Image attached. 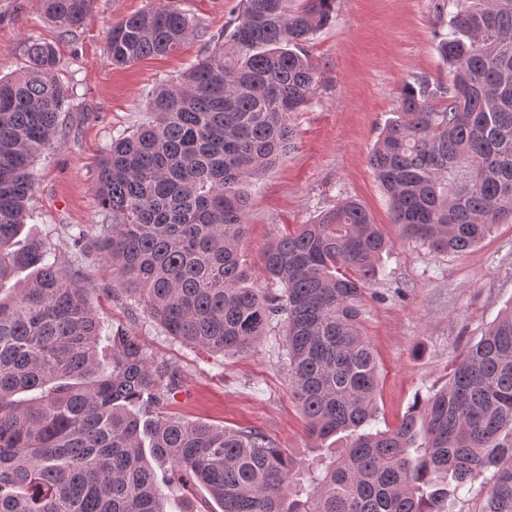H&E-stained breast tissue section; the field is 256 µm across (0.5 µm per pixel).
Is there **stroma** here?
<instances>
[{"label": "stroma", "mask_w": 512, "mask_h": 512, "mask_svg": "<svg viewBox=\"0 0 512 512\" xmlns=\"http://www.w3.org/2000/svg\"><path fill=\"white\" fill-rule=\"evenodd\" d=\"M168 0H94L74 34L45 17L41 0H0V74L25 63L36 37L58 52V76L76 108L64 113L59 145L36 165V192L24 235L43 239L59 263L81 274L101 321L136 336L148 353L177 366L182 381L168 410L186 421L266 433L294 463L296 482L345 445L317 443L288 381L286 328L272 322L249 351L221 355L167 333L132 301L113 298L112 269L71 237L93 235L101 219L96 193L99 160L113 136L146 122L147 93L176 79L223 33L241 0H180L201 35L168 56L113 67L106 33L121 18ZM432 0H336L330 24L306 50L317 66L309 106L293 120V143L275 167L246 185L250 198L245 257L266 287L261 256L276 238L307 224L342 199L359 200L390 241L365 301L362 332L376 355L379 429L398 424L412 406L447 383L455 362L512 304V223L496 225L462 252H439L403 238L368 163L405 82H450L436 50Z\"/></svg>", "instance_id": "stroma-1"}]
</instances>
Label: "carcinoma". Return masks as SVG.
I'll return each mask as SVG.
<instances>
[{"label":"carcinoma","instance_id":"carcinoma-1","mask_svg":"<svg viewBox=\"0 0 512 512\" xmlns=\"http://www.w3.org/2000/svg\"><path fill=\"white\" fill-rule=\"evenodd\" d=\"M93 3L43 0L66 32ZM334 4L243 0L211 51L152 88L150 120L112 138L97 172L101 223L73 243L112 264V294L189 345L243 353L285 321L309 432L346 433L348 448L295 488L291 460L264 433L170 414L177 367L121 329L103 334L76 274L38 239L19 244L35 164L74 106L54 46L30 38L24 66L0 76V285L31 271L0 296V512H165L163 485L175 480L203 486L222 512H452L480 476L482 512H512V307L447 386L396 427L361 433L375 420L378 379L360 323L388 238L345 200L263 253L280 292L254 287L243 258V184L293 139L291 116L317 74L303 44ZM433 18L453 80L403 85L370 164L403 237L461 252L512 219V0H434ZM195 33L169 4L119 20L106 47L113 65L130 67Z\"/></svg>","mask_w":512,"mask_h":512}]
</instances>
